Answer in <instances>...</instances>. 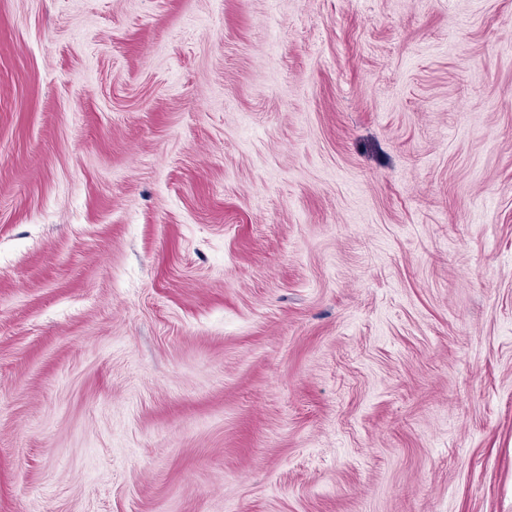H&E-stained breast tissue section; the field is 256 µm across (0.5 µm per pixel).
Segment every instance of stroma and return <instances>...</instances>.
<instances>
[{
  "label": "stroma",
  "instance_id": "obj_1",
  "mask_svg": "<svg viewBox=\"0 0 512 512\" xmlns=\"http://www.w3.org/2000/svg\"><path fill=\"white\" fill-rule=\"evenodd\" d=\"M0 512H512V0H0Z\"/></svg>",
  "mask_w": 512,
  "mask_h": 512
}]
</instances>
